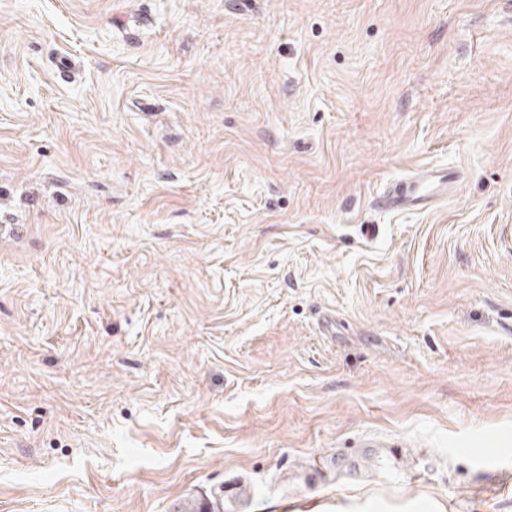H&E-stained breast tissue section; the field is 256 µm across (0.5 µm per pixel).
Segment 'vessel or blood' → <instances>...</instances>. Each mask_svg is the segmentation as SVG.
<instances>
[{
  "mask_svg": "<svg viewBox=\"0 0 512 512\" xmlns=\"http://www.w3.org/2000/svg\"><path fill=\"white\" fill-rule=\"evenodd\" d=\"M461 178L457 172L430 168L418 172L400 185L389 189L378 199L381 209L394 213L426 212L435 201L452 193H461Z\"/></svg>",
  "mask_w": 512,
  "mask_h": 512,
  "instance_id": "b4317fda",
  "label": "vessel or blood"
}]
</instances>
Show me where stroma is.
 Masks as SVG:
<instances>
[{
	"label": "stroma",
	"instance_id": "obj_1",
	"mask_svg": "<svg viewBox=\"0 0 512 512\" xmlns=\"http://www.w3.org/2000/svg\"><path fill=\"white\" fill-rule=\"evenodd\" d=\"M0 221V512H512V0H0ZM460 175L442 168H430L418 172L400 185L389 189L379 197L381 209L394 213L408 211L426 212L433 208L439 197L462 192Z\"/></svg>",
	"mask_w": 512,
	"mask_h": 512
}]
</instances>
